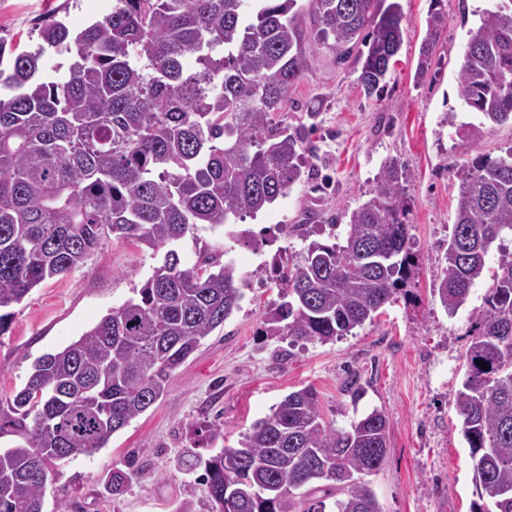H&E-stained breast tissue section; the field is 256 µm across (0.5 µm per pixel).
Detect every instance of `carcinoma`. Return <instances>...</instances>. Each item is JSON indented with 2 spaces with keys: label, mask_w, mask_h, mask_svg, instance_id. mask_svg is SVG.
I'll return each instance as SVG.
<instances>
[{
  "label": "carcinoma",
  "mask_w": 512,
  "mask_h": 512,
  "mask_svg": "<svg viewBox=\"0 0 512 512\" xmlns=\"http://www.w3.org/2000/svg\"><path fill=\"white\" fill-rule=\"evenodd\" d=\"M298 0H116L78 33L54 20L42 44L0 68V335L41 282L81 265L104 241L135 240L163 259L138 297L62 350L38 358L0 412V512H42L60 462L91 455L153 405L167 380L243 297L236 268L211 257L181 268L177 247L199 224H234L270 207L303 175L308 130L276 120L308 71ZM315 36L336 59L356 56L368 97L403 42L397 0H310ZM445 16L428 20L417 76L428 72ZM76 53L68 75L41 74L46 50ZM195 57L197 68L183 69ZM458 85L486 123L512 121V0L469 30ZM457 214L438 295L449 312L482 278L491 245L512 232V146L456 172ZM404 177L386 161L341 238L311 241L266 317L296 341L347 336L393 298L410 255ZM466 352L457 393L478 500L471 512H512V252L498 271ZM489 369L480 367V362ZM377 408L337 429L304 387L255 421L241 447L205 461L210 512H382L365 476L388 453Z\"/></svg>",
  "instance_id": "1"
}]
</instances>
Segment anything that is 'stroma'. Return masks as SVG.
<instances>
[{"mask_svg":"<svg viewBox=\"0 0 512 512\" xmlns=\"http://www.w3.org/2000/svg\"><path fill=\"white\" fill-rule=\"evenodd\" d=\"M404 40L384 88L366 97L355 59L337 62L313 37L308 0H299L308 72L278 115L282 124L310 126L309 178L284 198L235 224L198 225L179 245L182 266L202 256L232 260L245 296L237 309L175 370L165 395L114 433L94 454H75L49 478L42 512H177L193 501L209 512L206 488L179 466L187 451L209 457L237 447L256 420L288 393L314 387L326 424L349 426L373 409L389 419L384 465L367 475L383 512H470L476 498L469 448L456 412L467 370L465 353L478 332L502 250L492 246L485 274L463 307L449 313L436 293L443 246L456 218L457 170L478 156L512 146V124L483 125L458 85L468 31L494 0H398ZM115 0H0V40L33 50L49 19L78 32L112 13ZM446 22L431 65L418 76L431 12ZM406 174V222L411 241L407 282L373 321L328 342L293 341L266 331V316L282 301L270 269H291L308 245L297 230L336 217L348 223L370 196L385 161ZM164 255L131 240L101 245L68 274L33 288L13 308L0 335V406L20 391L41 356L60 351L112 308L136 297ZM363 388L359 400L351 380ZM138 469L120 490L114 471Z\"/></svg>","mask_w":512,"mask_h":512,"instance_id":"1","label":"stroma"}]
</instances>
